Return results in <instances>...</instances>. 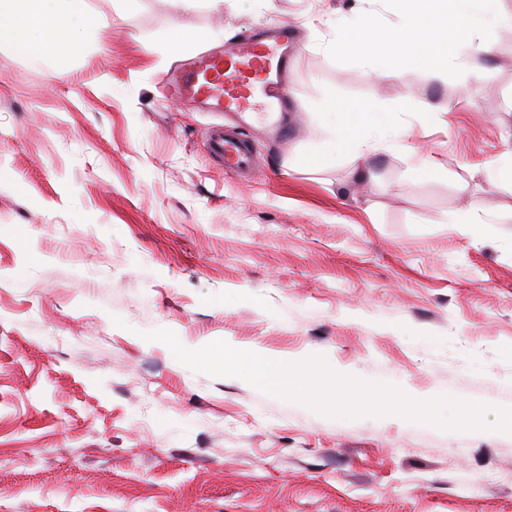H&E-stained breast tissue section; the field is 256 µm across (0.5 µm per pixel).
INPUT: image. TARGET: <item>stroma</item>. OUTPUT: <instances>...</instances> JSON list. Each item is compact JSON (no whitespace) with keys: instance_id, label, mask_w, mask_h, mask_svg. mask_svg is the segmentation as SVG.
<instances>
[{"instance_id":"1","label":"stroma","mask_w":512,"mask_h":512,"mask_svg":"<svg viewBox=\"0 0 512 512\" xmlns=\"http://www.w3.org/2000/svg\"><path fill=\"white\" fill-rule=\"evenodd\" d=\"M90 5L96 37L73 54L0 37V512H512V433L494 427L512 409V183L486 184L512 136V0L481 76L389 80L326 45L367 11L402 24L391 0ZM282 21L300 31L295 133L255 137L251 173L225 175L204 146L216 116L160 80ZM327 100L408 108L434 167L384 153L375 188L352 187L347 152H313ZM491 206L498 238L449 230ZM157 329L326 355L414 399L488 405V427L327 416L192 371L142 339Z\"/></svg>"}]
</instances>
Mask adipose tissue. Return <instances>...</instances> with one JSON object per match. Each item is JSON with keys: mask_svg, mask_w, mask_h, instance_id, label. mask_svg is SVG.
I'll list each match as a JSON object with an SVG mask.
<instances>
[{"mask_svg": "<svg viewBox=\"0 0 512 512\" xmlns=\"http://www.w3.org/2000/svg\"><path fill=\"white\" fill-rule=\"evenodd\" d=\"M405 21L395 30L379 28L374 16L363 25L336 32L334 51L345 52L374 78H390L406 59L425 57L435 70L460 68L482 74L484 59L496 46V31L477 21L473 0H400ZM88 0H0V33L8 34L23 53H41L53 43L75 49L79 30L92 29ZM463 34L448 48V31ZM323 157L348 150L357 165L352 180H363L371 159L381 153L401 152L422 165L432 157L420 154L413 141L414 128L397 113L375 103H355L323 113Z\"/></svg>", "mask_w": 512, "mask_h": 512, "instance_id": "1", "label": "adipose tissue"}]
</instances>
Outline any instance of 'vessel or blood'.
<instances>
[{
  "instance_id": "1",
  "label": "vessel or blood",
  "mask_w": 512,
  "mask_h": 512,
  "mask_svg": "<svg viewBox=\"0 0 512 512\" xmlns=\"http://www.w3.org/2000/svg\"><path fill=\"white\" fill-rule=\"evenodd\" d=\"M298 34L288 24L263 26L228 42L223 50L197 56L179 71L163 79L171 94L208 112L227 113L231 125H215L207 149L226 173L244 175L253 167V141L244 114L257 90L270 84L272 70L288 69V46ZM289 90L278 91L263 104L264 129L277 137L288 136Z\"/></svg>"
}]
</instances>
